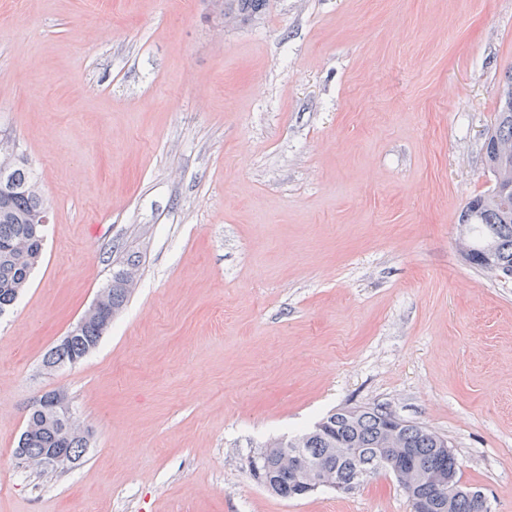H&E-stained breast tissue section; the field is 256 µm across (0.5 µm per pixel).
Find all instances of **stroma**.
Listing matches in <instances>:
<instances>
[{"instance_id": "1", "label": "stroma", "mask_w": 512, "mask_h": 512, "mask_svg": "<svg viewBox=\"0 0 512 512\" xmlns=\"http://www.w3.org/2000/svg\"><path fill=\"white\" fill-rule=\"evenodd\" d=\"M512 0H0V144L49 203L0 317V512H412L382 472L271 495L245 460L345 407L446 438L512 512V279L464 260ZM138 283L47 371L116 263ZM66 394L80 462L14 449ZM266 0H222L215 1L218 15L225 21L248 23L261 15Z\"/></svg>"}]
</instances>
